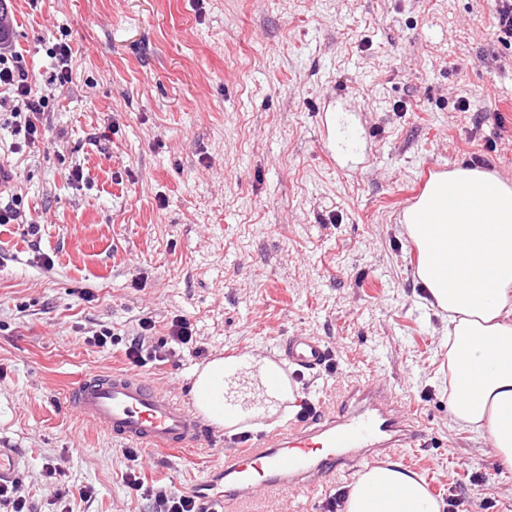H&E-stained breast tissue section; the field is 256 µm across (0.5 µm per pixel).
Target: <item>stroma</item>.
Here are the masks:
<instances>
[{
    "instance_id": "35a3bbf8",
    "label": "stroma",
    "mask_w": 512,
    "mask_h": 512,
    "mask_svg": "<svg viewBox=\"0 0 512 512\" xmlns=\"http://www.w3.org/2000/svg\"><path fill=\"white\" fill-rule=\"evenodd\" d=\"M0 4L34 92L49 89L54 45L72 49L36 147L12 152L0 119L26 218L0 224V446L24 457L37 512L59 510L50 464L95 489L73 512H152L122 480V444L63 399L86 371L127 369L141 318L159 339L176 315L204 355L184 348L144 372L184 404L211 359L271 358L284 337L316 336L334 369L299 376V397L327 409L346 382L384 376L431 437L401 465L457 512H512V473L452 421L444 324L421 299L402 227L428 165L512 180V67L497 63L508 51L492 0ZM339 89L349 103L336 111L360 134L347 149L318 116ZM462 96L470 111L455 110ZM103 327L114 344H86ZM223 463L207 444L146 449L140 472L190 493ZM353 481L258 509L326 512Z\"/></svg>"
}]
</instances>
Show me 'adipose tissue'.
<instances>
[{"mask_svg": "<svg viewBox=\"0 0 512 512\" xmlns=\"http://www.w3.org/2000/svg\"><path fill=\"white\" fill-rule=\"evenodd\" d=\"M418 252L428 305L445 324L448 402L453 421L486 437L500 468L512 473V181L480 168L432 179L404 215ZM248 368L266 381L276 369L261 356L215 358L194 374L191 395L214 423L237 428V414L215 412L225 378ZM276 401L293 390L268 385ZM343 512H443L423 480L399 463L366 469Z\"/></svg>", "mask_w": 512, "mask_h": 512, "instance_id": "adipose-tissue-1", "label": "adipose tissue"}]
</instances>
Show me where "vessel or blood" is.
Returning <instances> with one entry per match:
<instances>
[{
  "label": "vessel or blood",
  "instance_id": "b4317fda",
  "mask_svg": "<svg viewBox=\"0 0 512 512\" xmlns=\"http://www.w3.org/2000/svg\"><path fill=\"white\" fill-rule=\"evenodd\" d=\"M279 358L295 373L322 370L332 360L330 346L315 336L296 333L280 344ZM67 408L116 441L152 451L186 448L215 440L206 416L194 406L161 391L143 373L90 371L70 386ZM425 433L406 410L393 386L381 376L350 383L337 411H315L290 427L250 436L225 453L220 492L198 488L204 512H247L266 494L314 490L336 474L378 464L384 455L423 447ZM25 464L13 448H0V484L14 480Z\"/></svg>",
  "mask_w": 512,
  "mask_h": 512
}]
</instances>
